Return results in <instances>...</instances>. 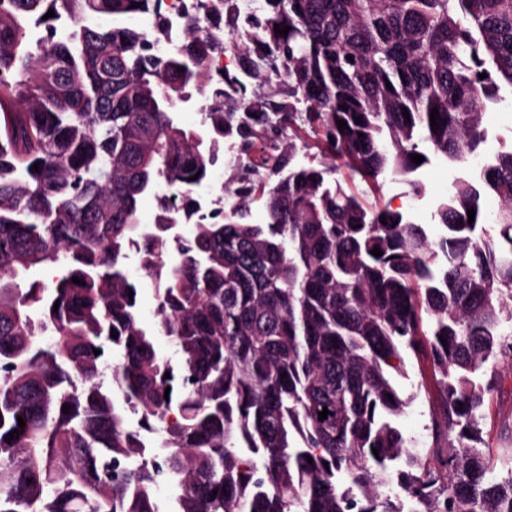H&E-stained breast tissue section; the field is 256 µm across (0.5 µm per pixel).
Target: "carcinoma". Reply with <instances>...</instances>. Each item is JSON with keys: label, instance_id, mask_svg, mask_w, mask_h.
I'll return each mask as SVG.
<instances>
[{"label": "carcinoma", "instance_id": "carcinoma-1", "mask_svg": "<svg viewBox=\"0 0 512 512\" xmlns=\"http://www.w3.org/2000/svg\"><path fill=\"white\" fill-rule=\"evenodd\" d=\"M160 2L0 0V512H162V483L170 512H512V448L493 458L483 429L512 362V148L454 183L435 241L369 201L484 141L481 107L512 89V0H260L245 18L205 0L176 54ZM222 53L237 67L217 82ZM189 87L199 132L174 119ZM225 136L235 202L195 221ZM38 266L61 273L22 285ZM406 351L440 396L424 456L395 425Z\"/></svg>", "mask_w": 512, "mask_h": 512}]
</instances>
